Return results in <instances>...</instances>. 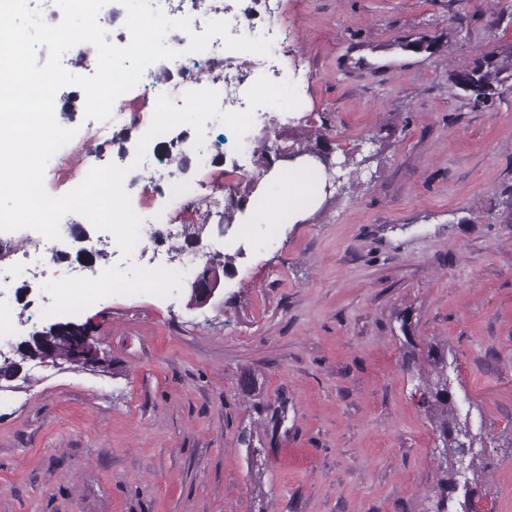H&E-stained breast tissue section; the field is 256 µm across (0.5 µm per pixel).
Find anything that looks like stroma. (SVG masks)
<instances>
[{
  "label": "stroma",
  "instance_id": "obj_1",
  "mask_svg": "<svg viewBox=\"0 0 512 512\" xmlns=\"http://www.w3.org/2000/svg\"><path fill=\"white\" fill-rule=\"evenodd\" d=\"M287 24L276 80L300 109L264 110L253 140L326 134L342 188L261 247L253 205L228 224L201 196L216 216L195 252L232 258L203 307L182 282L63 313L5 294L16 340L86 323L106 362L7 381L0 512H254L260 490L269 512H428L442 467L415 386L432 345L481 450L449 512H512V69L484 107L449 84L512 46V0H288ZM208 152L187 177L252 167L228 126Z\"/></svg>",
  "mask_w": 512,
  "mask_h": 512
}]
</instances>
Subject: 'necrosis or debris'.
I'll use <instances>...</instances> for the list:
<instances>
[{
    "instance_id": "1",
    "label": "necrosis or debris",
    "mask_w": 512,
    "mask_h": 512,
    "mask_svg": "<svg viewBox=\"0 0 512 512\" xmlns=\"http://www.w3.org/2000/svg\"><path fill=\"white\" fill-rule=\"evenodd\" d=\"M151 7L160 9L172 20L189 19L190 32H203L209 21L227 22L228 31L233 36L255 38L263 36L270 39L272 48L261 59L268 70H276L278 65L277 48L288 37V27L283 22L285 0H263L267 21L258 26L251 23L245 12L229 4H219L218 0H151ZM190 32L170 30L166 44L177 50L175 59L177 80H155L154 67H146L140 83L142 93L137 96H121L112 106L108 120H90L75 148L81 151L87 168L106 165L107 160L99 148L109 139L113 127L132 126L138 133L148 129L157 99L169 97L176 105H183V96L189 90L212 89L218 94V106L223 111H243L248 107L246 93L253 80L250 69L234 67L220 79H204L203 63L223 55L225 41L215 36L208 47L201 52H188ZM125 164H138L140 170L153 173V186L167 196L170 206L159 209L154 199L141 196L135 209L141 218L140 235L127 261H120L121 250L114 237H106L101 243V251L109 259L107 266H81L64 273L53 272L52 267L59 258L57 246L51 245L48 238L36 230H29V246L18 248L7 242H0V291L11 288L18 275H26L33 288L51 290L55 296L56 311H74L86 303L98 304L112 295L117 288L130 281H147L163 285L178 282L182 274L188 271V264H172L162 253L144 245L143 240L150 235L154 224H165L171 230H178L185 224H204L209 220L208 212L196 206L197 193L205 189L211 195H228L231 186L220 179L200 180L189 184L182 181L176 169L170 168L167 161L158 159L155 144H148L141 162L125 157Z\"/></svg>"
}]
</instances>
